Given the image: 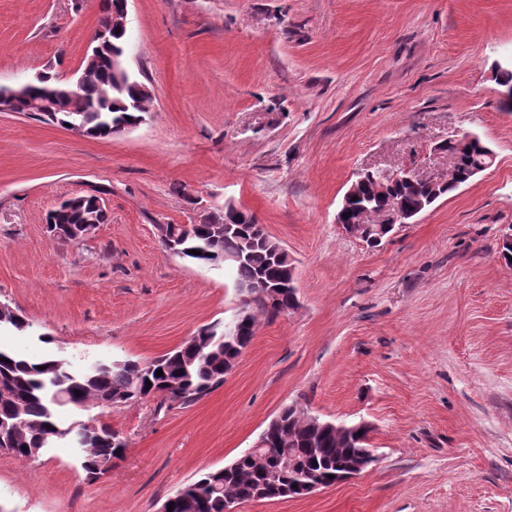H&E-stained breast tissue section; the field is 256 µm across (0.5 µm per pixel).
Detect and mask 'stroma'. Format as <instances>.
Masks as SVG:
<instances>
[{
	"label": "stroma",
	"mask_w": 512,
	"mask_h": 512,
	"mask_svg": "<svg viewBox=\"0 0 512 512\" xmlns=\"http://www.w3.org/2000/svg\"><path fill=\"white\" fill-rule=\"evenodd\" d=\"M99 0H0V86L81 67ZM125 64L154 93L141 124L92 139L0 111V347L83 372L146 362L230 318L224 266L168 250L162 224L252 213L289 252L297 307L188 406L104 409L127 443L88 482L63 441L0 451V512H158L255 445L284 407L370 424L376 462L239 512H512V0H128ZM471 130L495 154L377 248L336 222L358 172L447 174ZM102 190L108 219L51 237L55 203Z\"/></svg>",
	"instance_id": "obj_1"
}]
</instances>
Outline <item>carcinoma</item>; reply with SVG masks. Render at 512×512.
<instances>
[{
    "mask_svg": "<svg viewBox=\"0 0 512 512\" xmlns=\"http://www.w3.org/2000/svg\"><path fill=\"white\" fill-rule=\"evenodd\" d=\"M120 0H102L95 32L107 40L98 58L83 62L81 67L80 98L70 99L68 86L58 75L43 71L31 80L32 86L21 95L8 99L6 89L0 88V105H10L13 112H32V102L48 98L59 105L57 111L44 116L60 126L77 125L82 135L106 139L124 132L141 122L147 111L136 109L132 102L139 98L140 80L118 79L112 73V58L121 53L126 44V31L116 22ZM448 151L456 162L444 176V184L434 195L420 183L398 181L387 193L375 190L371 183L360 189L356 200H348L345 213L349 224L360 210L366 211V220L372 227L383 225L389 214L399 209L412 213L422 208L427 199L437 201L471 180L470 173L488 162L492 149L476 133L465 142L452 145ZM98 193L80 194L64 200L48 215V232L57 240H73L84 232V226L96 213ZM222 223L233 225V230L213 239V224H170L175 234L169 249L181 257L206 265H217L223 256H235L246 240H252L247 259L233 265L235 284L242 285L263 279L274 283L282 273V265L275 260L272 248L276 240L258 226L253 215L232 210L224 211ZM209 249L213 255L204 259L191 250ZM278 317V311L269 302L263 290L240 312V336L233 343L224 342V323L213 322L201 327L197 334L176 349L165 353L152 363L124 360L113 361L90 372H73L61 360L37 364L7 350L0 349V421L14 424L8 430L0 429V440L6 451L21 461L38 458L47 445L57 438L60 425L55 419V408L71 405L76 408L103 407L138 401L148 393L158 399L157 409L163 406L191 405L224 383V364L239 354L243 344L253 340L258 316ZM9 362H4V359ZM163 375H155L156 370ZM151 386H146V382ZM282 424L271 435L265 448H250L235 460L229 469L219 468L201 474L194 481L178 489L168 502L174 503L172 512H224V503L234 500L240 504L257 500L287 497L288 488L314 476L331 484L328 475H334L351 460L354 450L369 447L370 430H361L360 423L352 424L348 432L315 424V415L298 412L293 406L282 409ZM125 443L119 433L107 425H98V435L85 442L81 467L86 479L93 482L112 471V460L119 459ZM291 452L298 463L288 472L279 469V458Z\"/></svg>",
    "mask_w": 512,
    "mask_h": 512,
    "instance_id": "obj_1",
    "label": "carcinoma"
}]
</instances>
